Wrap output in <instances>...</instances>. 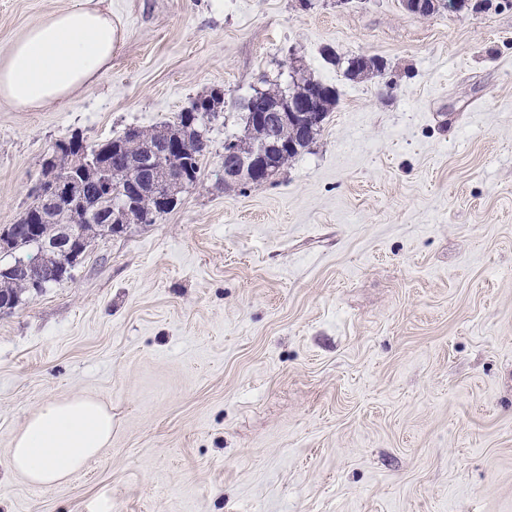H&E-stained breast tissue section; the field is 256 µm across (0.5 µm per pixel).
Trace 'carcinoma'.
I'll use <instances>...</instances> for the list:
<instances>
[{"instance_id": "obj_1", "label": "carcinoma", "mask_w": 512, "mask_h": 512, "mask_svg": "<svg viewBox=\"0 0 512 512\" xmlns=\"http://www.w3.org/2000/svg\"><path fill=\"white\" fill-rule=\"evenodd\" d=\"M262 96L265 101L271 104H277L285 98L300 99L307 96H317L321 100L326 115L336 105L335 89L305 75L302 70L295 72V76L292 77V86L286 89L280 87L268 88L262 91ZM320 131L321 127L319 126L311 132L304 133L296 125H281L277 130V135L288 140L296 138L300 141V144L298 149L280 155L278 168H283L290 160L299 156L309 147V144L313 142ZM206 134L207 123L190 125L186 123L184 115L181 114L177 121L159 129H130L115 139H105L92 146L81 143L77 151L58 156L52 162L50 168L57 174L63 173L70 179L80 182L82 184V194L59 205L50 220L42 217L39 201H34L16 221V224L23 226L24 230L15 240L11 253V263L15 264L24 259L41 267L44 271L49 270V267L56 264L59 255L43 249V242L55 237L58 225L73 223L74 215L85 203L98 202L100 216L99 222L95 224L79 225L80 235L91 239L106 233L105 221L115 217L118 202L115 200L112 202L98 200L97 182L87 176L84 166L79 164L80 159L94 160L97 167L111 175L112 181L117 184L129 185L134 183L138 185L140 189L137 197L138 207L142 214L147 217L148 223L154 224L159 216L164 214V211L161 210L160 202L156 199L155 192L150 187L149 177L143 171L129 167L127 158L130 156L148 158L154 152V149L164 141L187 142L191 144L192 153L185 155V161L180 163V166L187 174L186 185H193L197 183L200 177V160L207 149ZM266 139H268L266 129L252 126L248 120L245 121L242 135L225 137V140L235 142L238 158L246 162L254 156L258 145ZM266 182L267 178L252 172L247 166L237 171L236 176L224 180V184L228 186H260ZM31 291L30 279L23 272L9 279H0V302L5 305H17L22 296Z\"/></svg>"}]
</instances>
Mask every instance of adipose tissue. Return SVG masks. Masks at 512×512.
<instances>
[{
    "label": "adipose tissue",
    "mask_w": 512,
    "mask_h": 512,
    "mask_svg": "<svg viewBox=\"0 0 512 512\" xmlns=\"http://www.w3.org/2000/svg\"><path fill=\"white\" fill-rule=\"evenodd\" d=\"M110 13L87 5L56 12L29 27L0 57V100L38 110L86 90L112 60ZM112 440V414L88 396L51 399L28 416L13 439L9 466L35 486L66 482Z\"/></svg>",
    "instance_id": "obj_1"
}]
</instances>
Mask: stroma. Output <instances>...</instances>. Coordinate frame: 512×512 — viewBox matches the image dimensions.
Segmentation results:
<instances>
[{
    "instance_id": "35a3bbf8",
    "label": "stroma",
    "mask_w": 512,
    "mask_h": 512,
    "mask_svg": "<svg viewBox=\"0 0 512 512\" xmlns=\"http://www.w3.org/2000/svg\"><path fill=\"white\" fill-rule=\"evenodd\" d=\"M79 0H0V55ZM111 65L72 99L0 101V227L55 144L159 127L212 89L198 183L92 240L0 313V512H512V0H92ZM383 73L345 74L349 58ZM332 86L310 147L225 186L241 104ZM91 396L112 442L64 484L8 467L48 399ZM439 3L437 0H402L403 6L407 11L421 17H430L436 13L440 4L449 12L460 13L470 8L474 9L478 1L472 0H444ZM475 2L471 7V3Z\"/></svg>"
}]
</instances>
